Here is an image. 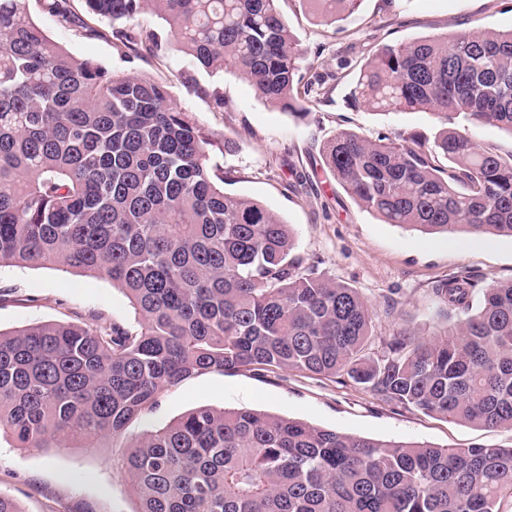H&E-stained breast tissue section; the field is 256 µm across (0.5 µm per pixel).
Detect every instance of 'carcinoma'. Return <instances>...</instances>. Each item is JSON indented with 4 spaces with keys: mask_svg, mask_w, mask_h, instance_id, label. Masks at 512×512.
I'll return each instance as SVG.
<instances>
[{
    "mask_svg": "<svg viewBox=\"0 0 512 512\" xmlns=\"http://www.w3.org/2000/svg\"><path fill=\"white\" fill-rule=\"evenodd\" d=\"M57 23L99 35L73 0H43ZM127 55L169 50L247 80L305 116L301 53L279 0H83ZM322 18L360 0H301ZM151 12L166 28L126 27ZM195 95L224 108L220 90ZM372 112H429L434 141L339 131L323 168L385 224L512 237V153L470 127L512 133V29L380 42L351 92ZM206 134L168 85L118 75L52 41L25 0H0V267L54 265L112 282L134 323L101 315L0 332V438L18 448L112 439L137 512H500L512 447L383 441L249 409L203 406L139 433L159 395L203 372L244 367L346 377L382 400L482 428L512 429V282L454 277L433 293L442 334L391 336L367 352L373 305L293 254L289 225L224 193ZM473 139L481 145H493L502 154L512 151V138L507 131L494 126L484 125L472 128Z\"/></svg>",
    "mask_w": 512,
    "mask_h": 512,
    "instance_id": "obj_1",
    "label": "carcinoma"
}]
</instances>
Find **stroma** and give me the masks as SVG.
<instances>
[{"label": "stroma", "instance_id": "obj_1", "mask_svg": "<svg viewBox=\"0 0 512 512\" xmlns=\"http://www.w3.org/2000/svg\"><path fill=\"white\" fill-rule=\"evenodd\" d=\"M29 15L53 40L78 57H90L115 74H143L166 83L195 123L240 149L215 155L230 176L225 193L275 212L294 232L297 254L317 271L357 288L376 308L374 352L393 332L431 337L447 324L435 286L454 276L485 285L512 280V238L490 235L473 245L466 235H430L382 223L363 210L323 170L319 150L346 129L368 139L440 129L427 112H371L352 105L350 91L362 64L380 40L413 39L482 29H512V0H362L353 14L321 21L298 0L280 8L300 40L301 76L319 78L326 94L295 119L258 99L248 81L193 70L171 51L158 59H129L112 36L83 38L61 27L42 6L27 0ZM219 87L223 108L190 93L182 75ZM100 314L125 323L133 314L125 293L111 281L55 267L0 269V331L33 323L79 321ZM158 409L135 424L160 427L198 406L251 408L300 419L352 435L397 442L469 448L512 447V430L487 429L428 416L385 401L340 377L244 368L207 372L162 391ZM111 442L74 444L47 453L0 443V493L22 512H137L139 503Z\"/></svg>", "mask_w": 512, "mask_h": 512}]
</instances>
